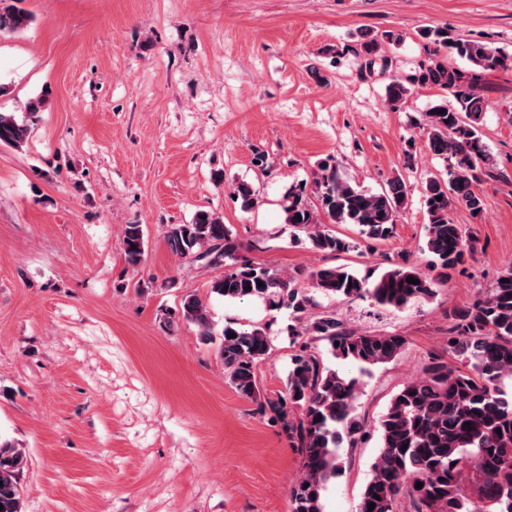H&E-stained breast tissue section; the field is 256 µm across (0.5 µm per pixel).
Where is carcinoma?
Instances as JSON below:
<instances>
[{"label":"carcinoma","mask_w":512,"mask_h":512,"mask_svg":"<svg viewBox=\"0 0 512 512\" xmlns=\"http://www.w3.org/2000/svg\"><path fill=\"white\" fill-rule=\"evenodd\" d=\"M22 2L0 0V35L29 27L33 17ZM420 36L431 61L406 76H390L386 102L397 108L416 87L445 93L424 113L422 130L427 150L448 161V170L429 174L422 187L428 217L426 248L434 257L433 268L447 276L474 252L472 239L452 222L449 212L462 205L480 214L481 176L492 175L493 158L479 130L486 110L481 77L485 71L511 68L512 54L483 41L458 38L446 26L425 28ZM401 40L402 35L388 32L366 38L351 52L364 68L378 64L386 69L382 42ZM455 56L466 59L472 69L454 67L449 59ZM46 103L45 93L29 99L20 119L0 112V145L22 148ZM314 192L317 210L308 204L306 187L298 184L288 190L285 223L306 234L315 249L336 253L357 244L324 229L323 221L356 224L364 238L385 241L407 204L409 189L397 176L381 191H367L341 179L336 168L325 163L314 180ZM231 194L245 211L259 203L256 190L246 182L233 185ZM166 239L182 258L224 267V274L211 281L210 293L228 300L258 298L274 309H288L293 321L288 335L296 349L284 392L275 399L261 395L257 386L256 368L271 351L262 328L245 331L228 322L215 334L208 307L196 294L182 298L178 319L194 325L202 342L219 341L224 374L235 390L259 412L271 411L297 448L300 476L290 491L292 512H323L322 493L342 472L341 449L358 446L366 430L357 413L358 380L327 367L315 343L326 342L327 352L336 359L373 367L399 357L406 338L354 331L334 314L309 315L313 299L299 286V279L248 259L236 234L213 212L199 211L187 224L170 225ZM122 245L127 265L139 269L146 254L142 225H126ZM409 276L419 283L407 282ZM305 279L327 296H368L394 308L434 296L437 284V278L406 261L372 281L346 266L316 268ZM448 356L468 369L440 355L429 357L420 377L393 395L379 419L380 449L359 512H398L401 503L406 512H512V394L501 387L503 379L512 378V266L486 295L453 312ZM27 467L26 451L0 437V512H22L19 479ZM466 480L477 486L478 501L466 493Z\"/></svg>","instance_id":"obj_1"}]
</instances>
